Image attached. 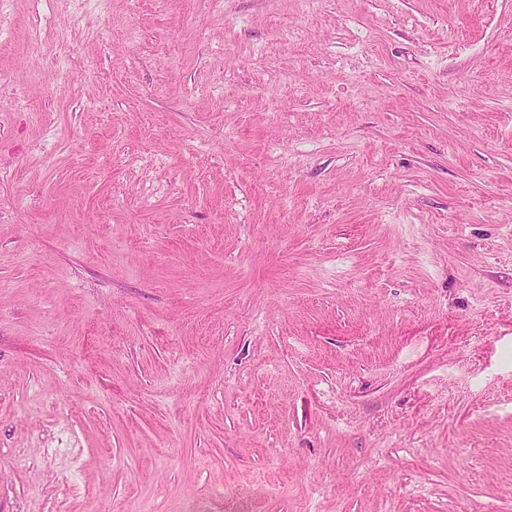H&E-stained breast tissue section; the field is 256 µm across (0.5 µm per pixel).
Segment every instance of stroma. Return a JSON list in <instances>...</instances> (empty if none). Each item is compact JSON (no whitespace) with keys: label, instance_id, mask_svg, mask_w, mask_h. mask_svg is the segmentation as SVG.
<instances>
[{"label":"stroma","instance_id":"stroma-1","mask_svg":"<svg viewBox=\"0 0 512 512\" xmlns=\"http://www.w3.org/2000/svg\"><path fill=\"white\" fill-rule=\"evenodd\" d=\"M1 98L0 512H512V0H0Z\"/></svg>","mask_w":512,"mask_h":512}]
</instances>
